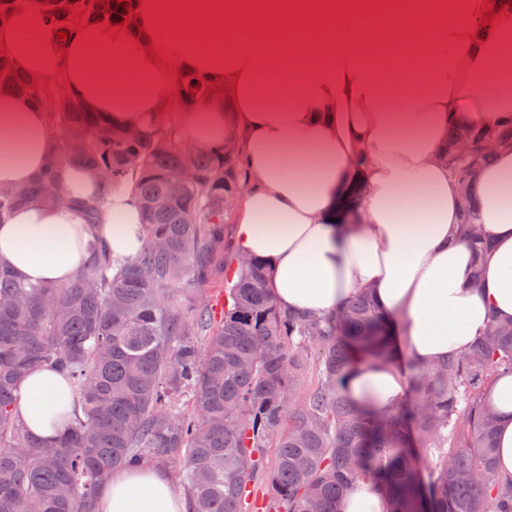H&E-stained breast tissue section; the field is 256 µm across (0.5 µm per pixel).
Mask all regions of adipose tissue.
<instances>
[{
	"label": "adipose tissue",
	"mask_w": 512,
	"mask_h": 512,
	"mask_svg": "<svg viewBox=\"0 0 512 512\" xmlns=\"http://www.w3.org/2000/svg\"><path fill=\"white\" fill-rule=\"evenodd\" d=\"M483 0H458L446 28L435 5L417 6L407 27L437 29L410 59L378 58L389 28L359 29L340 41L269 35L227 43L209 38L192 49L185 36L166 39L175 70L153 62L142 18L126 25L127 44L90 30L59 41L29 28L25 10L0 25L18 71L36 83H60L68 97L111 121L146 127L166 112L174 76L197 70L215 90L184 113L179 140L217 150L235 143L246 177L232 206L236 249L266 266V289L292 312L325 316L368 292L397 328L393 364L358 362L344 383L357 404L391 410L406 402L409 378L398 360L422 368L459 353L485 335L491 319L512 321V148H497L473 185L478 224L490 247L474 258L459 235V185L448 166V127L484 130L512 124V0L493 27L476 12ZM237 93H230V82ZM232 108H225V97ZM52 134L44 109L0 93V187L39 178ZM68 201L29 202L0 218V267L25 284L69 281L88 260L90 243L113 257L135 255L142 216L130 193L103 197L94 170L59 171ZM99 204L88 223L83 203ZM498 413L496 467L512 478V374L493 377ZM75 410L70 381L39 368L23 381L16 418L51 441ZM99 512H186L162 470L112 476Z\"/></svg>",
	"instance_id": "1"
}]
</instances>
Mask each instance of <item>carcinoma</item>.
<instances>
[{"instance_id":"carcinoma-1","label":"carcinoma","mask_w":512,"mask_h":512,"mask_svg":"<svg viewBox=\"0 0 512 512\" xmlns=\"http://www.w3.org/2000/svg\"><path fill=\"white\" fill-rule=\"evenodd\" d=\"M79 3L89 18H128L126 0H53L59 30L70 31L67 6ZM2 87L35 98L54 141L49 170L0 194V216L30 199L63 201L54 170L88 166L107 175L106 195L135 194L143 245L124 260L93 247L65 284L26 285L0 269V512H97L114 470L149 461L175 469L189 512H340L360 482L386 512H512L488 393L492 375L512 373V322L494 318L464 353L411 370L413 406L355 405L341 388L353 350L395 361L392 327L367 294L324 320L283 311L263 264L226 250L224 194L240 186L239 155L184 147L177 120L130 133L0 59ZM211 94L190 74L176 80L181 110ZM462 136L488 134L464 123L448 134L453 175L471 185L476 171L455 152ZM185 169L193 179L174 198ZM472 207L464 239L480 253ZM215 284L220 313L189 296ZM309 361L317 380L300 400ZM39 367L69 378L79 407L51 444L13 416L19 385Z\"/></svg>"}]
</instances>
